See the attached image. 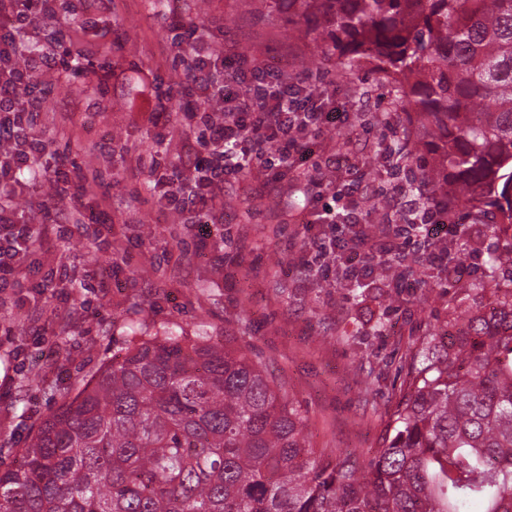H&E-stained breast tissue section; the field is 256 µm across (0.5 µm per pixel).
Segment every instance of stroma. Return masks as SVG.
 I'll return each mask as SVG.
<instances>
[{"mask_svg":"<svg viewBox=\"0 0 512 512\" xmlns=\"http://www.w3.org/2000/svg\"><path fill=\"white\" fill-rule=\"evenodd\" d=\"M64 0L54 30L20 31L21 47L50 48L57 69L35 76L43 99L34 129L49 146L39 180L22 174L12 206L19 224L41 225L17 283L0 293V471L13 467L40 422L133 337L164 331L220 338L245 348L307 417L312 448L367 462L382 447L389 417L428 346L441 345L452 317L484 309L489 255L512 244L491 232L494 215L466 220L448 253L470 268L448 283L422 254L406 251L360 280L320 278L299 262L321 210L357 205L364 224H410L434 188L415 148L404 106L381 75L349 72L311 38L260 9L256 0ZM184 12L215 50L245 51L248 67L283 71L307 106L338 107L335 125L316 130L311 167L277 184L246 169L227 175L224 220L211 236L185 227L149 190V162L166 173L195 132L189 114L206 99L182 88L196 43L170 38ZM149 73L151 96L125 74ZM166 97L165 128H154L152 95ZM63 162L85 186L84 212L53 197ZM103 211L110 228L92 223Z\"/></svg>","mask_w":512,"mask_h":512,"instance_id":"35a3bbf8","label":"stroma"}]
</instances>
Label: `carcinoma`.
Here are the masks:
<instances>
[{"label": "carcinoma", "mask_w": 512, "mask_h": 512, "mask_svg": "<svg viewBox=\"0 0 512 512\" xmlns=\"http://www.w3.org/2000/svg\"><path fill=\"white\" fill-rule=\"evenodd\" d=\"M413 112L435 194L512 224V0H262ZM368 469L307 445L243 351L150 336L66 397L0 473V512H512V289L448 322Z\"/></svg>", "instance_id": "cac0c4a2"}]
</instances>
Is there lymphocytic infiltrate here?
Returning <instances> with one entry per match:
<instances>
[{
	"mask_svg": "<svg viewBox=\"0 0 512 512\" xmlns=\"http://www.w3.org/2000/svg\"><path fill=\"white\" fill-rule=\"evenodd\" d=\"M54 0H0V133L8 135L0 149V281L20 272V257L27 249L32 229L11 220L10 181L30 169L44 144L32 130L39 117L41 98L34 92L20 94L28 72L51 66L52 55L35 47L21 52L15 29L56 17ZM192 89L218 103L221 119H201L203 158L173 167L171 174L157 178L160 199L180 213L224 210V177L247 167L264 171L293 168L302 159L300 148L312 130L332 122L334 111L316 112L288 90L280 75L265 72L248 83L238 60L201 46L189 67ZM436 221L423 224H362L356 210L335 217L325 214L315 253L304 255L303 267L328 276L337 269L347 280L371 271L387 257H399L404 247L417 245L428 262L447 267L450 223L448 207L439 204Z\"/></svg>",
	"mask_w": 512,
	"mask_h": 512,
	"instance_id": "1",
	"label": "lymphocytic infiltrate"
}]
</instances>
